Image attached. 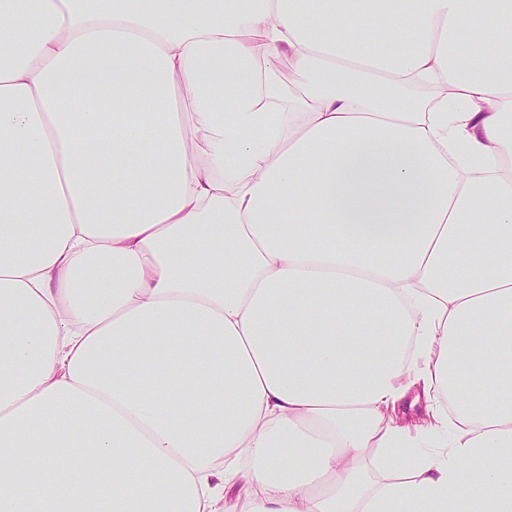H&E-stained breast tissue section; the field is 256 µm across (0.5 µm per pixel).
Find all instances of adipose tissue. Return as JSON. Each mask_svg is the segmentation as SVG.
Listing matches in <instances>:
<instances>
[{
  "mask_svg": "<svg viewBox=\"0 0 512 512\" xmlns=\"http://www.w3.org/2000/svg\"><path fill=\"white\" fill-rule=\"evenodd\" d=\"M0 512H512V0H0Z\"/></svg>",
  "mask_w": 512,
  "mask_h": 512,
  "instance_id": "adipose-tissue-1",
  "label": "adipose tissue"
}]
</instances>
